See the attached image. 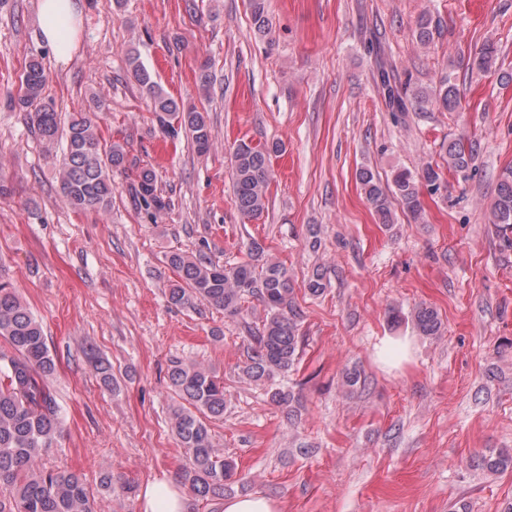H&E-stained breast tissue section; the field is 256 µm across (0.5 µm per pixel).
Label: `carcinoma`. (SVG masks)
I'll list each match as a JSON object with an SVG mask.
<instances>
[{
    "label": "carcinoma",
    "instance_id": "obj_1",
    "mask_svg": "<svg viewBox=\"0 0 512 512\" xmlns=\"http://www.w3.org/2000/svg\"><path fill=\"white\" fill-rule=\"evenodd\" d=\"M255 30L270 33L266 0H249ZM497 48L484 44L473 56L471 66L479 72L496 67ZM128 70L137 85L152 101L156 121L165 133L183 131L198 154L209 152L211 134L208 116L191 106L179 107L164 92L140 61L136 50L126 58ZM378 78L386 105L392 112H426L438 106L455 112L461 107L460 89L455 78L445 75L439 87L428 90L401 80L393 66H379ZM45 75L42 63L32 58L25 65L16 95L8 105L29 112L33 128L47 149L65 141L58 161L61 192L76 211H105L112 206V173L126 169L127 153L118 142L104 144L88 112L62 116L53 106L42 103ZM279 144L254 146L244 140L233 150V193L238 212L247 218L261 216L268 204L271 157L280 153ZM477 142L461 138L448 142L445 155L448 169L464 173L475 160ZM365 198L384 225L393 223L391 198L397 197L414 220L423 219L420 185L439 191V167L430 163L414 174L399 169L391 182L382 184L369 168L356 173ZM144 210L161 212L168 202L158 191L157 174L148 167L137 173L132 184ZM489 222L504 239L512 233V169L503 172L497 185ZM167 265L178 280L168 291V302L176 307L199 304L224 311L237 318L248 297L263 305L261 327L251 333V355L243 375L257 385L268 387L272 403L296 414L299 398L292 390L275 384V378L295 369L300 359L301 310L295 300L294 277L288 266L265 254L256 240L249 246V261L220 266L204 258L171 251ZM327 288L323 273L316 270L306 282L312 296ZM415 323L425 336H437L442 329L439 314L431 307L416 310ZM101 384L112 386V369L100 361L94 349L87 351ZM56 365L47 345L41 322L16 289L0 281V512H94L89 488L83 478L68 470H47L42 457L58 445L63 433L58 408L49 379ZM169 388L175 399L171 409L172 433L188 457L181 468V479L195 497L205 504L224 498L234 465L213 441L211 423L224 418L227 401L224 382L211 370L193 360H175L168 372ZM481 468L489 474L512 472V451L501 449L484 455Z\"/></svg>",
    "mask_w": 512,
    "mask_h": 512
}]
</instances>
